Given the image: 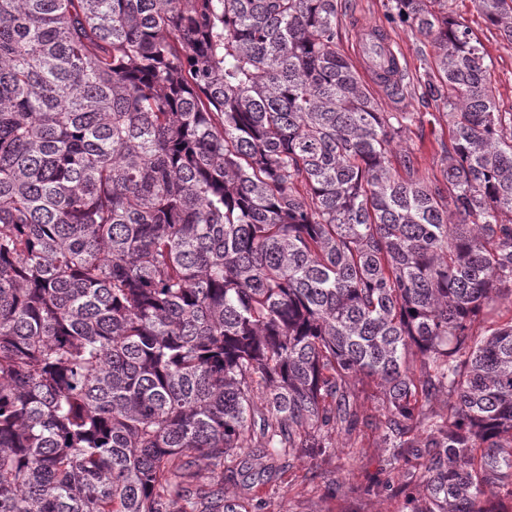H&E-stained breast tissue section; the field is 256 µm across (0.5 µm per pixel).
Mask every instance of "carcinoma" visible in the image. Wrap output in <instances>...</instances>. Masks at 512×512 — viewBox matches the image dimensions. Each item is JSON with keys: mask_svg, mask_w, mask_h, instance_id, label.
Listing matches in <instances>:
<instances>
[{"mask_svg": "<svg viewBox=\"0 0 512 512\" xmlns=\"http://www.w3.org/2000/svg\"><path fill=\"white\" fill-rule=\"evenodd\" d=\"M383 7L434 49L430 184L340 0H0V512H242L192 460L327 453L363 378L425 512H512V318L472 331L512 305V110L454 0ZM512 316L510 304L507 301L497 302L486 308L474 321L473 332L478 336L488 334V330L493 327L496 322H500Z\"/></svg>", "mask_w": 512, "mask_h": 512, "instance_id": "carcinoma-1", "label": "carcinoma"}]
</instances>
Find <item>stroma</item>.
<instances>
[{
    "label": "stroma",
    "mask_w": 512,
    "mask_h": 512,
    "mask_svg": "<svg viewBox=\"0 0 512 512\" xmlns=\"http://www.w3.org/2000/svg\"><path fill=\"white\" fill-rule=\"evenodd\" d=\"M458 15L479 37L493 59L492 80L498 88L500 109H512V45L501 41L486 27L473 0H457ZM384 30L397 52L405 80L417 83L421 57H432L433 49L409 26L387 20L382 0H347L342 16L340 48L357 71L365 64L358 52L359 35L366 27ZM409 111L424 115L420 138L411 143L418 157L417 175L428 179L439 174L445 154L441 143L448 128L430 100L413 93ZM360 421L353 431L336 432L334 450L324 456L281 462L262 453L234 456L224 462V492L243 502L248 512H423L425 497L412 462L390 466L382 445L386 411L373 386L359 381Z\"/></svg>",
    "instance_id": "obj_1"
}]
</instances>
